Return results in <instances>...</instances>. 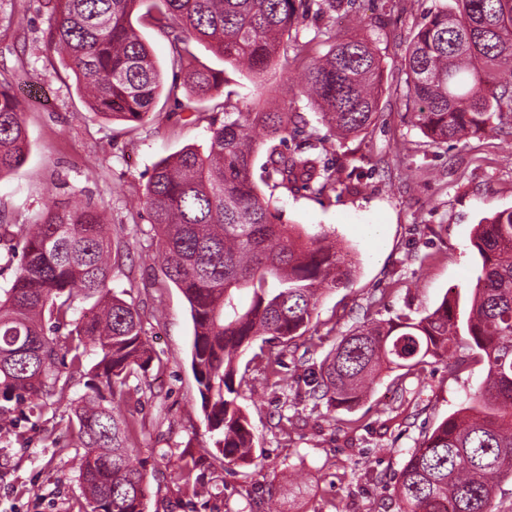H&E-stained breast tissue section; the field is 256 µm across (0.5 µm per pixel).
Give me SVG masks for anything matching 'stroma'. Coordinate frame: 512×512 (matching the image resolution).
<instances>
[{
    "label": "stroma",
    "instance_id": "obj_1",
    "mask_svg": "<svg viewBox=\"0 0 512 512\" xmlns=\"http://www.w3.org/2000/svg\"><path fill=\"white\" fill-rule=\"evenodd\" d=\"M446 2L411 0L400 13L392 0H354L338 16L308 17L282 40L281 57H291L297 39L318 57L330 47L326 29L371 37L383 85L374 125L353 138L328 136L307 98L295 99L302 136H324L323 157L340 184L322 196L278 188L273 202L284 223L342 242L354 273L348 287L322 295L303 336L258 342L241 354L239 403L254 433L253 461L228 469L207 431L190 367L189 305L156 259L146 184L161 159L207 146L211 127L224 121L222 97L243 108L280 104L283 71L272 69L259 86L199 44V62L223 75L222 95L190 98L171 39L141 12L133 25L167 89L141 122L110 119L89 110L74 76L46 51L48 0H0V80L21 101L30 139L25 163L0 177V220L12 227L0 237V287L13 280L27 229L47 199L102 210L121 254L112 287L140 310L152 348L139 393L114 402L132 422L129 447L147 469L149 512H264L270 498L281 512H396L392 485L412 448L482 382V364L452 374L431 359L402 376L383 373L349 409L307 395L327 353L364 318L416 320L449 292L467 313L479 267L470 244L475 226L512 207V136L492 131L438 148L404 115L405 52L424 15ZM92 383L88 375L74 378L42 414L18 409L0 422V512H84L72 463L80 444L66 428L72 401ZM188 449L201 458L209 495L192 497L184 485L177 464ZM295 472L308 491L292 502Z\"/></svg>",
    "mask_w": 512,
    "mask_h": 512
}]
</instances>
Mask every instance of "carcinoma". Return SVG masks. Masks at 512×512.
<instances>
[{"label":"carcinoma","instance_id":"obj_1","mask_svg":"<svg viewBox=\"0 0 512 512\" xmlns=\"http://www.w3.org/2000/svg\"><path fill=\"white\" fill-rule=\"evenodd\" d=\"M143 2L51 0L45 31L46 47L74 74L88 108L126 122L142 120L164 90L132 23ZM162 2L156 27L174 36L191 92L211 97L223 78L197 64L193 43L208 44L261 85L281 36L306 18L311 0ZM325 35L328 52L286 71L279 92L290 101L306 94L331 135L357 136L376 119L380 56L363 37ZM404 68L405 114L430 143L512 129V0H451L431 12ZM223 108L224 124L204 150L185 148L154 167L146 206L160 239L157 259L190 306L191 369L207 430L229 467L252 462V432L238 404L239 353L268 336L304 335L323 291L347 287L352 266L328 233L283 223L252 179L259 133L271 143L263 169L272 187L336 190V170L319 152L324 139L284 153L274 142L295 137L304 122L292 107L244 110L226 100ZM28 149L21 103L0 81V176L21 167ZM471 246L481 266L466 320L446 297L417 321L365 322L341 338L313 379L314 399L350 408L384 369L446 362L462 348L479 355L485 377L468 405L426 435L399 472L398 512H495V482L512 477V208L481 219ZM111 275L102 212L45 205L24 238L14 280L0 289V397L39 414L61 380L58 366L82 374L84 356L94 352L99 385L73 402L69 425L84 448L85 512H148L147 470L128 448L131 423L108 398L127 395L152 355L140 312L113 292Z\"/></svg>","mask_w":512,"mask_h":512}]
</instances>
